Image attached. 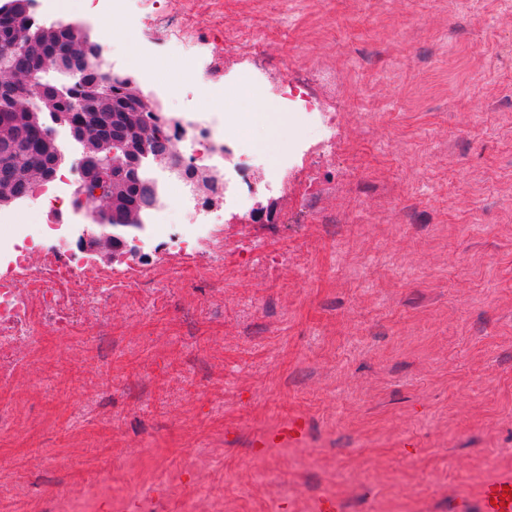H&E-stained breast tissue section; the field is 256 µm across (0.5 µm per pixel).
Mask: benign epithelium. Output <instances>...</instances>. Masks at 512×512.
I'll list each match as a JSON object with an SVG mask.
<instances>
[{"instance_id": "1", "label": "benign epithelium", "mask_w": 512, "mask_h": 512, "mask_svg": "<svg viewBox=\"0 0 512 512\" xmlns=\"http://www.w3.org/2000/svg\"><path fill=\"white\" fill-rule=\"evenodd\" d=\"M35 7L36 0H12L0 10L3 18L19 16L25 19L22 34L8 44L0 57L5 59L11 54L26 52L33 46H47L51 52L44 59V70L74 79L81 73L76 63L83 61L87 52L93 51L103 56V47L98 38L92 36L90 29L80 22L67 24L78 34L77 41L58 43L60 23H36L33 18ZM106 67L113 78L125 83L130 96L129 111L125 114L128 145L120 155L111 149L112 142L107 139L104 129L79 127L73 123L71 114L59 111L61 101L74 98V88L70 83L59 84L53 92L42 95L36 75L12 71L10 84L14 91L0 98V112L20 111L27 127L44 132V146L54 156L56 171L66 163V156L56 140V128H69L71 137L82 147V179L75 189V196L83 203H95L105 195L112 203H118L121 183L114 180L110 189H100L101 185L109 182L111 170L121 168L136 173L144 161L152 160L170 176L188 178L191 192L203 198L207 208L220 206L224 202V171L215 166L188 164L174 139L167 140L157 135V130L163 128L179 136L191 129L206 138L207 131L164 112L159 99L145 92L133 76L115 70L109 63ZM143 112L151 113V123L142 121ZM11 138V133L5 136L0 134V206L17 205L34 196L32 192L19 193L12 187L8 169L17 144ZM162 204L159 187L150 180L143 186L138 203L123 212L121 223L110 226L86 224L80 232L78 244L86 251L98 254L100 250L96 239L100 236L114 241V246L104 257L116 260L130 255L137 251L138 233L143 229L146 217Z\"/></svg>"}]
</instances>
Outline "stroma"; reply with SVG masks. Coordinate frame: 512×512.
Segmentation results:
<instances>
[{"label": "stroma", "instance_id": "1", "mask_svg": "<svg viewBox=\"0 0 512 512\" xmlns=\"http://www.w3.org/2000/svg\"><path fill=\"white\" fill-rule=\"evenodd\" d=\"M135 50L109 59L187 122L223 118L248 74L223 56L252 28L267 76L334 73L335 154L344 171L318 215L274 228L297 264L268 282L229 260L163 258L108 318L51 332L50 370L24 362L0 388V512L97 499L100 512H483L484 487L512 479V0H167ZM191 65L221 77L192 99L166 87ZM165 302L137 311L157 281ZM137 348H130V341ZM108 381L96 409L69 383ZM207 396L181 401L188 383ZM304 419L305 437L259 450ZM207 455L195 472L193 450Z\"/></svg>", "mask_w": 512, "mask_h": 512}]
</instances>
